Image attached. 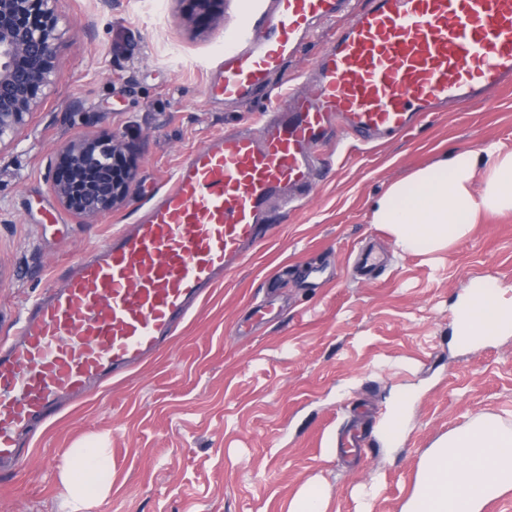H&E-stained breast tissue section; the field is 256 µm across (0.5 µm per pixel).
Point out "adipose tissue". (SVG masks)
Returning a JSON list of instances; mask_svg holds the SVG:
<instances>
[{"label":"adipose tissue","instance_id":"1","mask_svg":"<svg viewBox=\"0 0 512 512\" xmlns=\"http://www.w3.org/2000/svg\"><path fill=\"white\" fill-rule=\"evenodd\" d=\"M512 211V153L489 144L451 153L393 183L373 204L371 221L384 225L397 249L427 254L451 247L487 214ZM73 461L99 475L95 494L108 491L112 469L106 449L94 442L71 449ZM65 466L60 478L68 512H87L93 494ZM512 492V424L479 413L439 439L423 455L402 512H484Z\"/></svg>","mask_w":512,"mask_h":512}]
</instances>
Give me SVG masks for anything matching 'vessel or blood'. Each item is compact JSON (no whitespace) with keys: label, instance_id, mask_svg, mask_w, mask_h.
<instances>
[{"label":"vessel or blood","instance_id":"vessel-or-blood-1","mask_svg":"<svg viewBox=\"0 0 512 512\" xmlns=\"http://www.w3.org/2000/svg\"><path fill=\"white\" fill-rule=\"evenodd\" d=\"M318 22L337 29L312 89L191 152L139 222L71 263L0 344V482L62 399L144 366L173 338L265 241L271 206L300 207L330 164L331 135L377 143L512 87V0H271L259 32L225 45L207 95L253 100Z\"/></svg>","mask_w":512,"mask_h":512}]
</instances>
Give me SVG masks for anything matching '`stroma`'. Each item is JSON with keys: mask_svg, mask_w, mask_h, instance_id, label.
I'll use <instances>...</instances> for the list:
<instances>
[{"mask_svg": "<svg viewBox=\"0 0 512 512\" xmlns=\"http://www.w3.org/2000/svg\"><path fill=\"white\" fill-rule=\"evenodd\" d=\"M268 3L222 0L211 20L190 0H58L57 83L40 92L22 141L0 150V339L69 263L137 223L190 152L257 124L270 97L310 86L306 71L334 26L250 103L207 97L225 44L242 18L259 28ZM116 132L133 147L136 180L123 205L83 223L51 190L56 150ZM487 143L512 152V88L380 146L347 140L304 205L272 215L268 243L213 288L169 348L42 426L0 485V512H66L61 471L71 448L97 438L110 450L112 485L92 512H287L312 477L328 512H358L371 486V512H401L439 438L479 412L512 422V334L473 345L452 334L472 282L495 281L512 297V213L484 217L448 250L415 255L372 223V206L417 169ZM370 247L388 262L367 281L351 263ZM266 299L271 315L252 317ZM401 396L404 433L388 445L380 429ZM361 427L370 445L356 459L337 440Z\"/></svg>", "mask_w": 512, "mask_h": 512, "instance_id": "obj_1", "label": "stroma"}]
</instances>
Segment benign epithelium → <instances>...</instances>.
Segmentation results:
<instances>
[{
  "label": "benign epithelium",
  "mask_w": 512,
  "mask_h": 512,
  "mask_svg": "<svg viewBox=\"0 0 512 512\" xmlns=\"http://www.w3.org/2000/svg\"><path fill=\"white\" fill-rule=\"evenodd\" d=\"M57 0H0V147L18 142L39 105L38 93L54 84L59 28ZM130 145L119 134L108 147L95 138L63 143L57 151L58 172L51 189L60 203L86 222L120 206L135 180L129 167L115 178L112 161Z\"/></svg>",
  "instance_id": "1"
}]
</instances>
